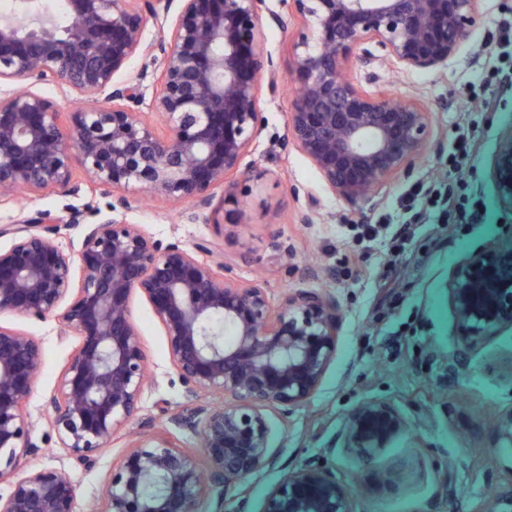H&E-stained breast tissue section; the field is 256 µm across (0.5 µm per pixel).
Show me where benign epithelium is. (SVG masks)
I'll use <instances>...</instances> for the list:
<instances>
[{
    "instance_id": "7a95c632",
    "label": "benign epithelium",
    "mask_w": 512,
    "mask_h": 512,
    "mask_svg": "<svg viewBox=\"0 0 512 512\" xmlns=\"http://www.w3.org/2000/svg\"><path fill=\"white\" fill-rule=\"evenodd\" d=\"M12 0L0 15V199L21 191L76 196L71 155L87 182L112 189L110 214L89 225L77 253L52 236L85 213L39 211L0 226V313L54 317L78 340L44 400L58 444L82 463L110 447L156 384L131 316L140 295L162 326L185 403L168 426L136 437L90 512H199L202 496L236 492L250 512L246 478L275 467L269 416L305 404L336 359V303L297 289L279 308L264 283L244 282L221 263L200 261L208 246L164 245L119 217L144 193L187 202L225 233L224 211H239L237 177L260 123L262 85L278 74L261 20L278 28L297 17L289 77L299 87L287 113L285 143L302 154L333 193L351 203L408 170L433 132L432 111L384 86L365 89L349 73L379 63L400 73L448 64L479 18V0ZM157 28L146 38L148 25ZM154 66L159 88L144 101L148 70L118 80L134 57ZM53 85L85 106L58 121ZM498 204L512 215V129L491 160ZM222 189L215 202L216 189ZM463 351L512 328V246L474 252L449 276ZM44 364L40 340L0 325V477L22 469L35 447L24 405ZM200 439L185 449L169 430ZM406 429L400 410L369 400L348 414L341 447L368 462ZM0 512H79L77 486L50 467L28 472L0 495ZM263 512H356L336 473L319 462L289 471L267 493Z\"/></svg>"
}]
</instances>
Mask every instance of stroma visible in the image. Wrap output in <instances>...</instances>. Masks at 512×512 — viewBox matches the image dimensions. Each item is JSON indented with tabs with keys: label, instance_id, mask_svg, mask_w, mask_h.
I'll list each match as a JSON object with an SVG mask.
<instances>
[{
	"label": "stroma",
	"instance_id": "stroma-1",
	"mask_svg": "<svg viewBox=\"0 0 512 512\" xmlns=\"http://www.w3.org/2000/svg\"><path fill=\"white\" fill-rule=\"evenodd\" d=\"M510 8L512 0H480V21L439 71L398 75L380 67L392 93L419 97L431 108L434 131L423 158L370 199L347 203L304 156L282 149L289 102L298 91L287 80L276 95L261 98L263 123L242 160L249 179L241 186L233 234L182 218L178 205L145 201L128 212V222L162 243L206 242L203 261L222 257L242 279L261 278L273 303L295 289H321L336 300V359L305 405L271 416L278 463L247 480L250 512H261L267 491L288 470L320 458L346 485L358 512H470L512 470V451L501 450L496 435L499 417L512 411V330L472 351L464 367H453L460 331L447 288L452 270L470 254L512 243V216L500 209L489 177L499 136L512 127V68L491 42ZM463 131L473 135L471 152L462 164H450L451 146ZM450 190L470 211L463 222L449 223L445 214L441 200ZM86 201L52 191L5 200L0 225ZM131 309L157 385L144 393L138 418L88 467L59 448L42 415L76 337L61 335L51 318L0 314V325L37 337L44 348L26 406L37 445L27 467L61 469L83 502L100 493L134 433L157 430L184 402L150 305L137 296ZM372 399L400 408L415 445L396 440L367 464L342 449L339 436L345 416Z\"/></svg>",
	"mask_w": 512,
	"mask_h": 512
}]
</instances>
